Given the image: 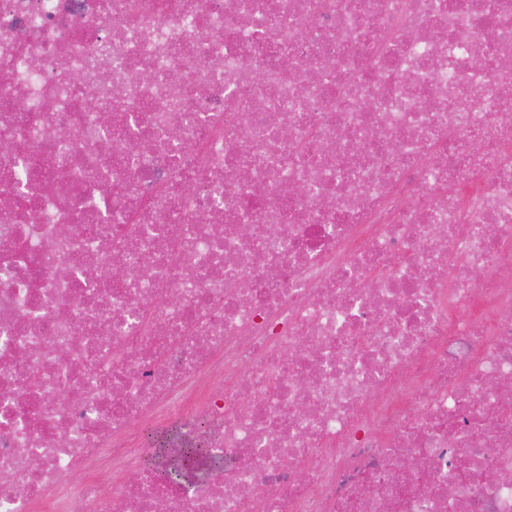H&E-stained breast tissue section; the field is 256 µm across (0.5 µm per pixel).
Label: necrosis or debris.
Returning <instances> with one entry per match:
<instances>
[{"label": "necrosis or debris", "mask_w": 512, "mask_h": 512, "mask_svg": "<svg viewBox=\"0 0 512 512\" xmlns=\"http://www.w3.org/2000/svg\"><path fill=\"white\" fill-rule=\"evenodd\" d=\"M127 2L0 0V512H512V0Z\"/></svg>", "instance_id": "obj_1"}]
</instances>
